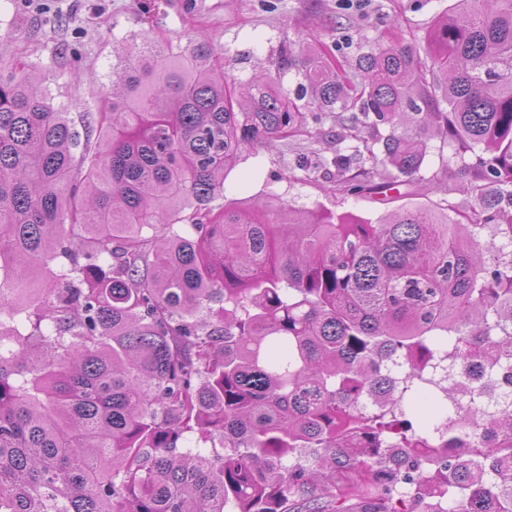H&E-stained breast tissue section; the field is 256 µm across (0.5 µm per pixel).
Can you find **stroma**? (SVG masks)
I'll list each match as a JSON object with an SVG mask.
<instances>
[{
	"label": "stroma",
	"instance_id": "1",
	"mask_svg": "<svg viewBox=\"0 0 512 512\" xmlns=\"http://www.w3.org/2000/svg\"><path fill=\"white\" fill-rule=\"evenodd\" d=\"M455 0H0V61L21 62L41 77L55 105L71 118L102 108L112 86L119 53L157 39L187 46L208 39L224 49V69L236 82L268 75L288 92L303 81L297 69L279 66L283 42L294 49L326 44L355 58L366 42L405 37L426 47L436 18ZM331 113L308 118L307 133L243 150L211 200L213 213L242 208L254 200H282L323 214H348L371 222L397 209L381 196L337 193ZM453 149L437 136L427 139V156L410 176L412 203L451 204L468 210L473 201L462 186Z\"/></svg>",
	"mask_w": 512,
	"mask_h": 512
}]
</instances>
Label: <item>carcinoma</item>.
Returning <instances> with one entry per match:
<instances>
[{"instance_id": "carcinoma-1", "label": "carcinoma", "mask_w": 512, "mask_h": 512, "mask_svg": "<svg viewBox=\"0 0 512 512\" xmlns=\"http://www.w3.org/2000/svg\"><path fill=\"white\" fill-rule=\"evenodd\" d=\"M281 65L310 101L229 89L210 41L148 43L81 126L0 65V512H512V409L484 406L512 382V260L481 236L512 240V0H456L422 51ZM311 107L361 143L337 192L396 189L437 133L471 210L212 214ZM448 361L486 382L458 397Z\"/></svg>"}]
</instances>
